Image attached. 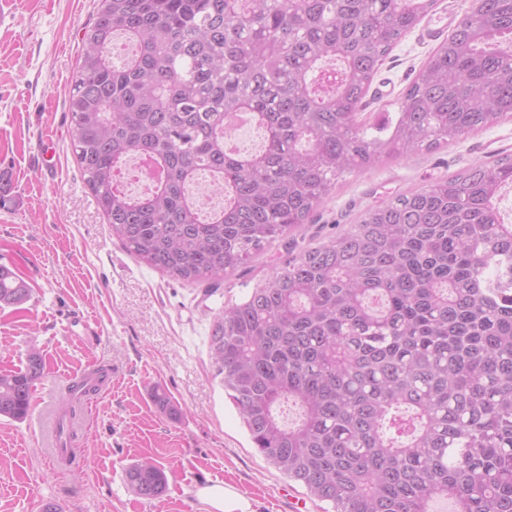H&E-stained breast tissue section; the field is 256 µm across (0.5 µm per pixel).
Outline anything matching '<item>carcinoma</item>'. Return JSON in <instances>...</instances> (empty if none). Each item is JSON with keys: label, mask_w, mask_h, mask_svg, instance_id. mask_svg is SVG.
Listing matches in <instances>:
<instances>
[{"label": "carcinoma", "mask_w": 512, "mask_h": 512, "mask_svg": "<svg viewBox=\"0 0 512 512\" xmlns=\"http://www.w3.org/2000/svg\"><path fill=\"white\" fill-rule=\"evenodd\" d=\"M438 0H99L69 91L74 154L116 236L148 265L205 285L311 219L342 178L512 118V0H475L405 89L385 138L357 121L383 61ZM134 46L123 67L110 53ZM263 145L232 153L225 116ZM157 182L117 184L133 156ZM206 174L224 196L202 212ZM512 157L369 208L286 258L215 318V376L268 463L332 512H512ZM30 289L0 266V305ZM32 350L0 372V415L27 417ZM298 410L292 424L276 413ZM144 499L166 476L126 470Z\"/></svg>", "instance_id": "cac0c4a2"}]
</instances>
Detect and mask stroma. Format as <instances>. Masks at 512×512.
Segmentation results:
<instances>
[{"instance_id": "obj_1", "label": "stroma", "mask_w": 512, "mask_h": 512, "mask_svg": "<svg viewBox=\"0 0 512 512\" xmlns=\"http://www.w3.org/2000/svg\"><path fill=\"white\" fill-rule=\"evenodd\" d=\"M96 0H0V265L28 284L29 300L0 306V371L29 349L45 360L25 420L0 416V512H213L201 488L221 484L244 495L251 512H324L253 448L214 376L209 340L215 316L240 301L285 257L275 247L247 274L201 286L171 279L140 262L112 236L73 154L69 89L81 37ZM469 0H439L390 52L359 123L394 120L406 87L436 48L425 28L461 19ZM512 155V119L448 146L392 157L346 176L311 223L293 230L299 245H319L369 207L424 188L477 162ZM112 372V389L83 406L86 428L78 468L52 470L39 437L59 408V382L87 364ZM165 392L173 411L161 409ZM167 486L154 499L132 493L125 472L145 458Z\"/></svg>"}]
</instances>
